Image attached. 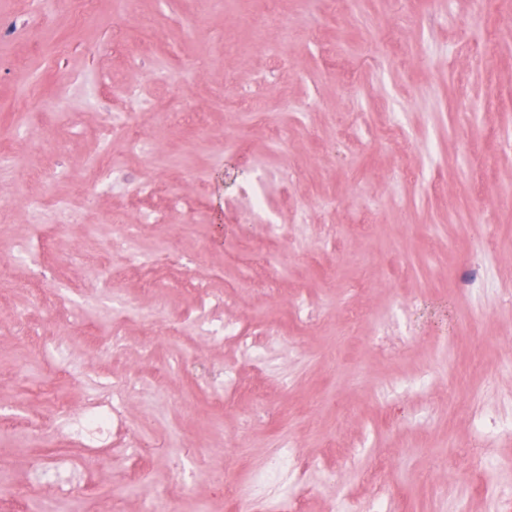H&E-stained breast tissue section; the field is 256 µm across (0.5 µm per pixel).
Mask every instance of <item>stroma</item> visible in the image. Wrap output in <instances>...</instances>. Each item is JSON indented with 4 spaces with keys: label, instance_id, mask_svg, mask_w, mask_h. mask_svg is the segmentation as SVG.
Instances as JSON below:
<instances>
[{
    "label": "stroma",
    "instance_id": "35a3bbf8",
    "mask_svg": "<svg viewBox=\"0 0 512 512\" xmlns=\"http://www.w3.org/2000/svg\"><path fill=\"white\" fill-rule=\"evenodd\" d=\"M32 10L0 0V127L14 151L66 144L69 179L80 178L104 106L151 153L127 168L125 194L78 200L79 224L40 226L28 207L67 194L69 179L22 180L0 199V512H152L163 498L177 512H229L218 478L246 483L288 442L313 464L302 482L284 478L265 512L296 497L301 512H339L373 495L374 469L413 512H512V435L475 425L512 420V0H224L220 11L131 0L152 22L150 68L132 64L119 24L85 29L66 12L43 19L51 40L35 48L8 29ZM33 77L44 106L12 112ZM156 112L180 122L157 126ZM254 189L268 201L259 215L243 196ZM119 209L134 223L166 213L140 246L163 252L175 237L182 258L150 288L147 271L113 256V307L98 300L96 274ZM269 224L286 242L270 243ZM40 240L47 259L82 256L65 271L60 318L22 286L15 247ZM197 281L230 291L225 321H265L282 339L257 362L191 327L177 342L160 330L144 340L136 314L160 295L166 317L194 314ZM300 296L324 305L319 325L298 324ZM361 305L371 318L331 374V326ZM118 321L126 347L103 354ZM55 348L77 373L46 360ZM228 371L240 389L223 413L180 402L191 376ZM116 380L138 386L107 444L57 428L58 404L80 413ZM257 392L292 405L295 420L254 413ZM135 437L152 453L136 455ZM449 438L482 469L463 455L436 463L429 449Z\"/></svg>",
    "mask_w": 512,
    "mask_h": 512
}]
</instances>
